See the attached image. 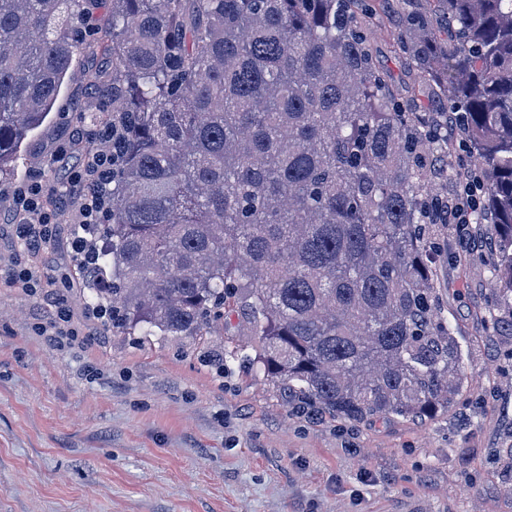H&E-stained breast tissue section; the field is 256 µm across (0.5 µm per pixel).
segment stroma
Segmentation results:
<instances>
[{"mask_svg": "<svg viewBox=\"0 0 512 512\" xmlns=\"http://www.w3.org/2000/svg\"><path fill=\"white\" fill-rule=\"evenodd\" d=\"M378 9L377 61L407 84L416 74L391 47L400 2ZM108 66L81 53L61 91L66 118L23 143L0 182V512H512V336L487 322L493 252L474 225H449L435 262L468 381L447 414L423 423L335 420L295 408L248 363L216 372L204 357L232 341V322L206 346L102 335L83 296L61 287L73 202L56 189L79 161L76 109L92 97L82 73ZM36 177L58 230L27 254L11 191ZM24 266L40 280L29 292L13 279Z\"/></svg>", "mask_w": 512, "mask_h": 512, "instance_id": "35a3bbf8", "label": "stroma"}]
</instances>
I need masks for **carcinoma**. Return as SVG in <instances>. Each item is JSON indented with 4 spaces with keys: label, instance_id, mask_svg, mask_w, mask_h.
Returning a JSON list of instances; mask_svg holds the SVG:
<instances>
[{
    "label": "carcinoma",
    "instance_id": "cac0c4a2",
    "mask_svg": "<svg viewBox=\"0 0 512 512\" xmlns=\"http://www.w3.org/2000/svg\"><path fill=\"white\" fill-rule=\"evenodd\" d=\"M92 2L0 0V177L103 45L112 109L79 118L83 149L110 138L118 162L72 282L103 330L219 336L234 316L250 344L219 372L241 359L349 422L448 412L465 380L433 282L450 119L486 195L492 329L512 335V0H402L404 93L367 0H112L102 28L69 23Z\"/></svg>",
    "mask_w": 512,
    "mask_h": 512
}]
</instances>
